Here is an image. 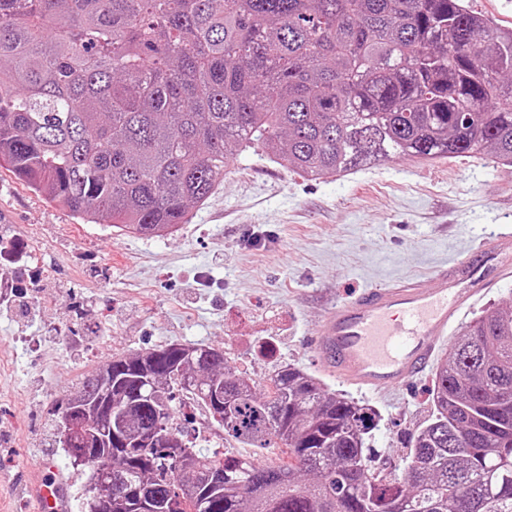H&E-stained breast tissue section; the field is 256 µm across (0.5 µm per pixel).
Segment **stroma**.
<instances>
[{
	"label": "stroma",
	"mask_w": 512,
	"mask_h": 512,
	"mask_svg": "<svg viewBox=\"0 0 512 512\" xmlns=\"http://www.w3.org/2000/svg\"><path fill=\"white\" fill-rule=\"evenodd\" d=\"M506 224L512 167L485 154L314 180L252 149L162 237L77 223L0 162V243L32 260L0 302V502L35 512L24 481L42 466L65 483L69 512H82L90 472L61 448L55 406L113 354L172 343L223 349L260 386L292 365L370 405L375 466L403 469L431 411L432 374L386 396L356 391L320 368L313 333L336 301L431 276Z\"/></svg>",
	"instance_id": "obj_1"
}]
</instances>
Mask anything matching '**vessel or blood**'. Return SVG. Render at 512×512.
<instances>
[{
    "instance_id": "1",
    "label": "vessel or blood",
    "mask_w": 512,
    "mask_h": 512,
    "mask_svg": "<svg viewBox=\"0 0 512 512\" xmlns=\"http://www.w3.org/2000/svg\"><path fill=\"white\" fill-rule=\"evenodd\" d=\"M512 277V228L437 266L430 280L395 279L341 300L323 314L314 347L321 369L375 395L411 386L441 359L448 332L476 301ZM39 512H68L64 486L34 475Z\"/></svg>"
}]
</instances>
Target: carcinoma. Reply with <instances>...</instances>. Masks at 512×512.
Listing matches in <instances>:
<instances>
[{
  "label": "carcinoma",
  "instance_id": "cac0c4a2",
  "mask_svg": "<svg viewBox=\"0 0 512 512\" xmlns=\"http://www.w3.org/2000/svg\"><path fill=\"white\" fill-rule=\"evenodd\" d=\"M467 0H0V158L82 224L171 233L246 150L313 179L382 158L512 165V27ZM224 350L118 353L68 409L73 464L155 512H512V305L435 373L402 474L372 466L370 406L287 365L262 392ZM275 458L205 456L175 393ZM165 427L174 444L149 441ZM98 483L87 512H134Z\"/></svg>",
  "mask_w": 512,
  "mask_h": 512
}]
</instances>
